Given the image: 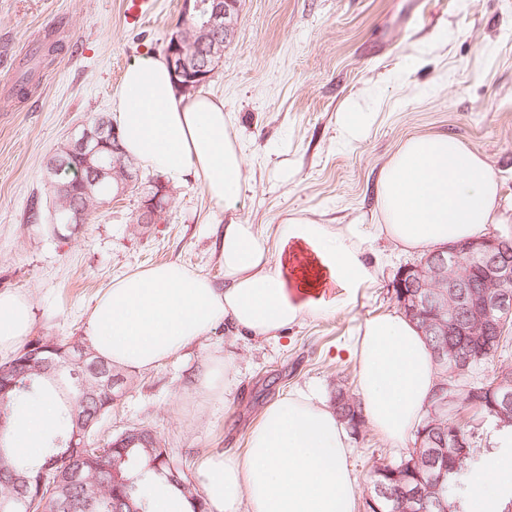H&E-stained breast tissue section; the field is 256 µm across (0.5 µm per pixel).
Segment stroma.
Segmentation results:
<instances>
[{"mask_svg":"<svg viewBox=\"0 0 512 512\" xmlns=\"http://www.w3.org/2000/svg\"><path fill=\"white\" fill-rule=\"evenodd\" d=\"M141 27L121 20V0H0V292L26 295L32 333L84 339L98 293L128 271L175 261L224 280L223 214L193 178L170 182L167 213L147 231L131 221L138 195L97 205L79 234L60 239L27 223L32 198H48L47 159L99 113H113L126 67L163 53L180 0H159ZM60 49L38 85L12 96L31 42ZM202 93L222 99L247 161L236 216L262 234L295 213L323 224H368L381 168L411 136L446 133L483 155L512 207V0H243L224 57ZM373 109L351 144L340 119ZM383 269L349 309L306 319L285 338L248 340L218 330L158 366L118 369L112 411L94 444L132 427L153 430L170 459L195 480L204 453L244 451L263 407L314 386L356 394V368L341 351L365 318L398 307L393 281L415 262L381 239L368 245ZM230 356L229 395L207 397L196 378ZM348 464L364 512L375 466L407 456L369 426L353 434Z\"/></svg>","mask_w":512,"mask_h":512,"instance_id":"1","label":"stroma"}]
</instances>
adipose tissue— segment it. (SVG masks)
Returning a JSON list of instances; mask_svg holds the SVG:
<instances>
[{
  "instance_id": "obj_1",
  "label": "adipose tissue",
  "mask_w": 512,
  "mask_h": 512,
  "mask_svg": "<svg viewBox=\"0 0 512 512\" xmlns=\"http://www.w3.org/2000/svg\"><path fill=\"white\" fill-rule=\"evenodd\" d=\"M116 112L128 156L173 180L193 175L212 208L227 216L223 285L163 263L124 274L97 298L89 342L119 368L155 367L220 326L242 339L280 338L304 318L355 305L377 283L380 262L366 249L372 239L399 252H428L512 223L494 168L458 138L438 133L408 138L381 169L375 223L332 227L291 214L268 236L234 217L246 162L222 100L177 94L166 59L148 55L126 68ZM31 324L29 298L0 293V354L13 351ZM346 349L363 419L392 447H403L438 382L424 336L394 310L360 322ZM56 412L49 396L22 411L6 432L16 455L41 462ZM351 451L345 425L317 392L290 391L263 408L244 453L203 456L197 482L209 512H355ZM511 483L512 453L491 456L471 476L467 512H492L498 490Z\"/></svg>"
}]
</instances>
